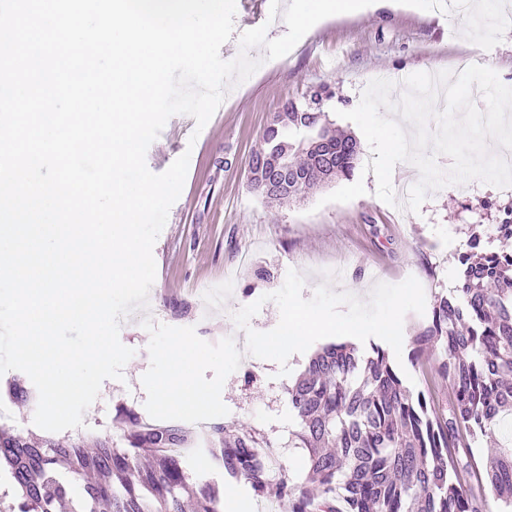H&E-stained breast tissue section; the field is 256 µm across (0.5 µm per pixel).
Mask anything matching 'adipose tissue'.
Listing matches in <instances>:
<instances>
[{"label":"adipose tissue","instance_id":"obj_1","mask_svg":"<svg viewBox=\"0 0 512 512\" xmlns=\"http://www.w3.org/2000/svg\"><path fill=\"white\" fill-rule=\"evenodd\" d=\"M169 363L168 371L158 377L155 387L163 407H175L187 411L201 407L205 399L198 392L193 369L204 361V354L189 339L177 336L164 349Z\"/></svg>","mask_w":512,"mask_h":512}]
</instances>
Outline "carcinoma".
Wrapping results in <instances>:
<instances>
[{
    "label": "carcinoma",
    "mask_w": 512,
    "mask_h": 512,
    "mask_svg": "<svg viewBox=\"0 0 512 512\" xmlns=\"http://www.w3.org/2000/svg\"><path fill=\"white\" fill-rule=\"evenodd\" d=\"M318 93L303 111L284 113L265 127L260 153L288 160L308 174L275 193L282 203L352 177L361 145L332 127ZM460 277L448 296H436L431 324L410 337L411 359L442 350L439 376L448 382V409L437 411L424 391L414 392L379 347L362 352L351 343L330 344L311 357L289 389L307 450L308 480H274L267 447L245 429L210 427L209 452L224 473L269 500H288V512H481L476 490L489 487L498 512H512V443L496 437L498 421L512 414V251L487 247L472 232L459 258ZM9 399L22 406L38 395L14 378ZM127 447L79 435L32 439L0 427V466L19 490L4 512H222L215 484L187 473L177 448L190 434L174 425L146 424L132 409ZM68 467L86 477L74 495L57 475Z\"/></svg>",
    "instance_id": "carcinoma-1"
}]
</instances>
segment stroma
Returning <instances> with one entry per match:
<instances>
[{"instance_id":"1","label":"stroma","mask_w":512,"mask_h":512,"mask_svg":"<svg viewBox=\"0 0 512 512\" xmlns=\"http://www.w3.org/2000/svg\"><path fill=\"white\" fill-rule=\"evenodd\" d=\"M268 0H236L234 37L220 50L223 59L239 53V34L266 26L267 36H283L284 20L267 25ZM463 14L438 15L410 6L381 12L331 17L317 23L284 57L264 61L263 48L250 55L261 67L231 89L204 128L194 118L172 116L146 153L148 168L166 171L182 154L190 163L182 193L169 211L154 247L156 278L148 298V319L123 320L119 338L134 355L122 380L108 379L84 414L83 434L126 447L127 430L118 421L131 408L158 425L184 424L187 415L162 411L154 380L168 367L161 351L173 337L190 338L206 354L195 367L197 389L208 401L201 416L207 424L251 429L271 446L276 463L272 478L306 481V451L300 448L298 422L288 387L304 369L308 353L292 354L289 375H280L271 360L240 354L233 342L240 333L232 320L240 307L277 291L288 270L305 279L304 297L322 282L334 291L368 299L376 283L397 284L415 277L426 301L448 294L460 271L459 255L471 230L488 236L494 250H512L493 235L505 210L512 209V188L478 180L468 191L449 185L431 192L419 212L392 207L375 194L374 174L364 167L372 154L363 148L354 170L366 193L348 203H324V191L304 200L268 206L247 180L248 158L258 144L271 113L310 88L326 86L331 95L326 112L335 113L336 128L357 133L342 119L375 78L394 81L393 98L404 92L403 80L416 72L457 71L461 58L494 69L512 86V29L501 43L483 49L464 36ZM334 270L325 279L324 270ZM440 350L422 364L403 359L398 374L410 389L429 391L436 407H446L448 388L437 369ZM187 471L193 477L235 489L247 512H256L257 497L249 486L223 477L206 451L208 442L192 436Z\"/></svg>"}]
</instances>
